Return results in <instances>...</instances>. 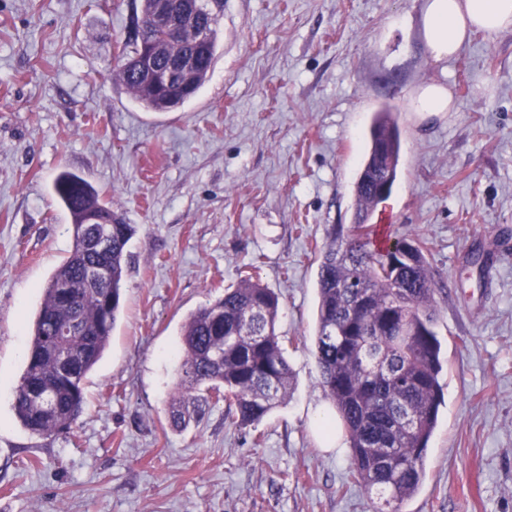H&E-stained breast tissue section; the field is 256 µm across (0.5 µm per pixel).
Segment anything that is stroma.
<instances>
[{"instance_id": "1", "label": "stroma", "mask_w": 512, "mask_h": 512, "mask_svg": "<svg viewBox=\"0 0 512 512\" xmlns=\"http://www.w3.org/2000/svg\"><path fill=\"white\" fill-rule=\"evenodd\" d=\"M424 5L224 0L208 81L158 113L115 75L140 0H0V512H371L348 443L327 447L318 426L333 410L312 350L317 256L328 225L352 222L384 106L402 147L374 225L427 241L445 359L426 477L401 512H512V29L439 63ZM431 82L451 111L413 110ZM64 170L135 233L84 412L43 440L11 404L41 291L73 247ZM246 274L280 298L290 396L254 428L221 401L174 429L181 327Z\"/></svg>"}]
</instances>
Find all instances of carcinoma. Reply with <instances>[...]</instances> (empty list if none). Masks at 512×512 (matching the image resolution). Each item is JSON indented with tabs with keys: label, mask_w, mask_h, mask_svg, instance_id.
I'll list each match as a JSON object with an SVG mask.
<instances>
[{
	"label": "carcinoma",
	"mask_w": 512,
	"mask_h": 512,
	"mask_svg": "<svg viewBox=\"0 0 512 512\" xmlns=\"http://www.w3.org/2000/svg\"><path fill=\"white\" fill-rule=\"evenodd\" d=\"M219 15L200 30L182 29L170 40L154 35L155 63L195 58L193 87L164 92L137 75L140 45L126 38L116 71L139 105L166 112L183 105L212 69ZM401 143L392 112L374 113L369 147L354 182L357 207L349 229L330 225L318 265V317L314 357L319 385L336 412L351 451V479L371 495L373 512H400L423 483L430 438L443 402L442 346L433 328L435 282L427 242L395 240L369 248L370 221L389 198L375 184L394 187ZM54 192L71 217L74 246L52 273L31 326L25 367L12 408L31 434L53 439L72 431L84 411L83 382L102 359L121 308L132 225L85 178L60 173ZM112 231V248H91ZM95 267L103 274L93 277ZM279 296L241 278L224 296L200 306L181 331L179 382L168 401L170 423L184 428L210 399H224L231 423L254 427L285 403L293 373L277 333Z\"/></svg>",
	"instance_id": "carcinoma-1"
}]
</instances>
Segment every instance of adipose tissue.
I'll return each mask as SVG.
<instances>
[{
    "label": "adipose tissue",
    "instance_id": "adipose-tissue-1",
    "mask_svg": "<svg viewBox=\"0 0 512 512\" xmlns=\"http://www.w3.org/2000/svg\"><path fill=\"white\" fill-rule=\"evenodd\" d=\"M423 37L435 61L454 57L473 31L512 28V0H426Z\"/></svg>",
    "mask_w": 512,
    "mask_h": 512
}]
</instances>
